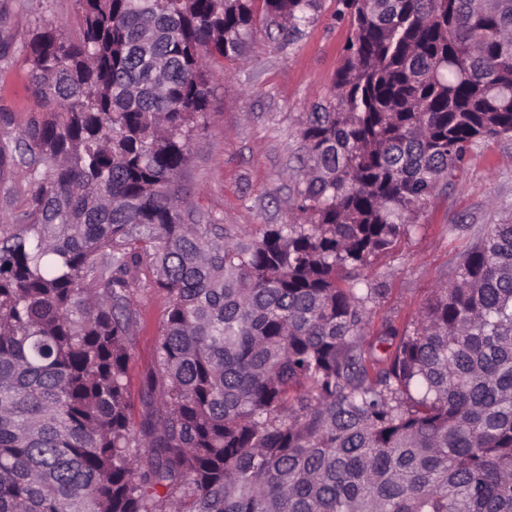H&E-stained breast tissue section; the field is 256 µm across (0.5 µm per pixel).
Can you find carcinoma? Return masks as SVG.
I'll use <instances>...</instances> for the list:
<instances>
[{
  "label": "carcinoma",
  "instance_id": "obj_1",
  "mask_svg": "<svg viewBox=\"0 0 512 512\" xmlns=\"http://www.w3.org/2000/svg\"><path fill=\"white\" fill-rule=\"evenodd\" d=\"M24 47L35 110L0 179V512H512V222L413 329L365 344L389 250L479 143L512 136V0H337L295 216L258 238L179 184L224 62L319 0H78ZM166 293L139 422L134 295ZM24 171V167L16 169L12 179L5 187L0 183V212L1 208L2 211H4V208H7L5 212L15 216L28 208L35 186L29 182ZM6 188L9 190L7 202H5Z\"/></svg>",
  "mask_w": 512,
  "mask_h": 512
}]
</instances>
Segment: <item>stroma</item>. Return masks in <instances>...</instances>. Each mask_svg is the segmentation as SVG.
Here are the masks:
<instances>
[{
    "label": "stroma",
    "instance_id": "stroma-1",
    "mask_svg": "<svg viewBox=\"0 0 512 512\" xmlns=\"http://www.w3.org/2000/svg\"><path fill=\"white\" fill-rule=\"evenodd\" d=\"M76 0H0V144L14 145L35 107L23 48L36 26L74 21ZM350 34L335 0H320L314 19L290 42L257 31L244 59L224 65L182 180L204 212L234 230L260 236L287 223L304 155L300 131L311 106L333 92V78ZM512 220V139L482 142L448 185L419 212L408 235L375 257L367 271L382 296L365 330L374 342L383 323L411 327L433 288L460 263L471 230ZM165 293L139 295V327L127 366L134 414L148 398L157 366Z\"/></svg>",
    "mask_w": 512,
    "mask_h": 512
}]
</instances>
